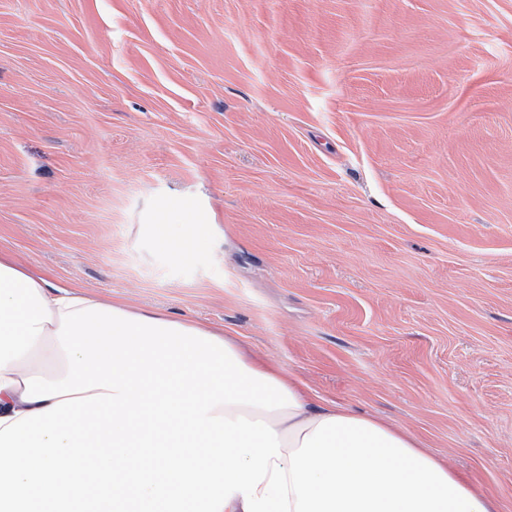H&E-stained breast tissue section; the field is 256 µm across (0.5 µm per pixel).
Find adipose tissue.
<instances>
[{"label": "adipose tissue", "mask_w": 512, "mask_h": 512, "mask_svg": "<svg viewBox=\"0 0 512 512\" xmlns=\"http://www.w3.org/2000/svg\"><path fill=\"white\" fill-rule=\"evenodd\" d=\"M498 512L405 428L232 337L0 259V512Z\"/></svg>", "instance_id": "obj_1"}]
</instances>
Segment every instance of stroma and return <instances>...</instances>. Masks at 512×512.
<instances>
[{
	"label": "stroma",
	"instance_id": "1",
	"mask_svg": "<svg viewBox=\"0 0 512 512\" xmlns=\"http://www.w3.org/2000/svg\"><path fill=\"white\" fill-rule=\"evenodd\" d=\"M0 256L236 337L512 512V0H0Z\"/></svg>",
	"mask_w": 512,
	"mask_h": 512
}]
</instances>
